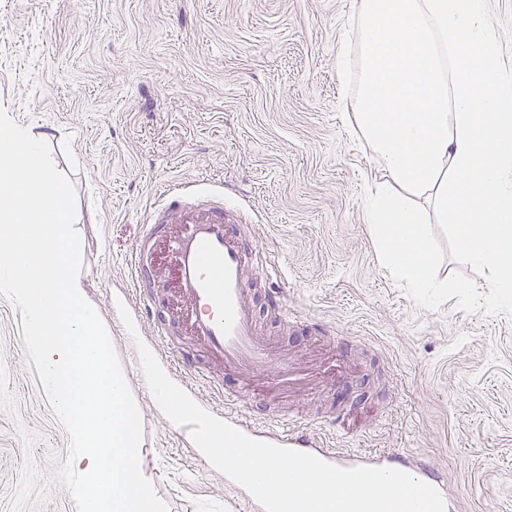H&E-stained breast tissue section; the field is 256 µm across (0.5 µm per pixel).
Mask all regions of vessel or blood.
<instances>
[{"label": "vessel or blood", "mask_w": 512, "mask_h": 512, "mask_svg": "<svg viewBox=\"0 0 512 512\" xmlns=\"http://www.w3.org/2000/svg\"><path fill=\"white\" fill-rule=\"evenodd\" d=\"M171 224L183 227L182 232L169 238L186 287L188 305L182 313L185 330L201 341L209 353L222 358L225 369L238 375L235 389L225 393L222 403L206 404V411L251 438L307 452L339 467L369 466L407 472L439 491L446 512H459L460 503L450 492L447 473L413 454L338 448L301 423L288 422L272 429L236 414V404L254 395L255 375H267L274 386L291 391L306 385L308 375L289 366L278 347L259 333L247 282L260 248L245 243L239 220L224 208L223 188L197 182L169 188L151 213L144 236H164ZM129 270L135 289L130 309L136 314L151 299V272L141 249L133 250Z\"/></svg>", "instance_id": "1"}]
</instances>
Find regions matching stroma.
Segmentation results:
<instances>
[{"instance_id": "obj_1", "label": "stroma", "mask_w": 512, "mask_h": 512, "mask_svg": "<svg viewBox=\"0 0 512 512\" xmlns=\"http://www.w3.org/2000/svg\"><path fill=\"white\" fill-rule=\"evenodd\" d=\"M358 0H0V109L43 133L72 182L80 273L142 419V469L169 512H244L224 476L179 447L143 386L135 336L120 324L138 241L157 300H183L162 240H143L160 188L223 186L244 206L291 326L267 322L290 365L340 385L304 394L258 383L241 412L278 425L293 413L345 448L400 449L447 471L461 512H512V315L427 310L384 270L366 224L379 173L352 126L339 62L357 41ZM0 296V512H76L53 471L69 454ZM173 350L225 388L236 377L173 327ZM207 376V378H208ZM207 378L202 397L219 400Z\"/></svg>"}]
</instances>
